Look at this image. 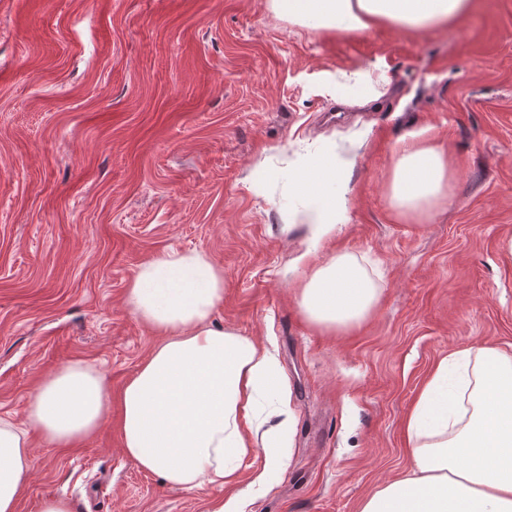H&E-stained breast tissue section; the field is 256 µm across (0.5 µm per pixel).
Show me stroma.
I'll list each match as a JSON object with an SVG mask.
<instances>
[{"label":"stroma","instance_id":"1","mask_svg":"<svg viewBox=\"0 0 512 512\" xmlns=\"http://www.w3.org/2000/svg\"><path fill=\"white\" fill-rule=\"evenodd\" d=\"M272 0H0V418L62 365L97 366L113 395L158 338L126 303L143 264L197 251L224 270L213 322L272 350L294 447L234 486H169L122 450L118 423L57 448L30 433L17 512H360L407 471L405 420L436 363L477 345L512 354V0L452 29L306 28ZM380 66L377 100L327 80ZM411 133L438 137L455 175L426 218H399L387 180ZM357 149L355 255L380 299L359 325L312 327L296 301L306 240L288 172ZM270 174L261 191L248 176Z\"/></svg>","mask_w":512,"mask_h":512}]
</instances>
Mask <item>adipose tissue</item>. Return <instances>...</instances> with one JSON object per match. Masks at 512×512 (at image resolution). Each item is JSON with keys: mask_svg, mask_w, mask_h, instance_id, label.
Here are the masks:
<instances>
[{"mask_svg": "<svg viewBox=\"0 0 512 512\" xmlns=\"http://www.w3.org/2000/svg\"><path fill=\"white\" fill-rule=\"evenodd\" d=\"M307 28L365 32L453 28L480 0H274ZM351 152L327 145L288 177L294 217L307 231L296 260L298 307L313 326L353 327L379 301L358 259L327 251L349 220ZM452 172L436 141L403 138L389 190L403 217L428 215L446 198ZM133 313L159 342L113 396L94 366L68 364L41 380L21 429L0 418V512H16L31 468L29 431L58 447L84 442L118 416L123 450L142 470L180 488L233 484L242 461L263 456L270 477L292 441L294 412L274 354L253 339L213 327L224 300V270L208 256L168 250L153 257L127 291ZM273 396L280 422L261 431ZM409 473L366 498L360 512H512V357L479 346L438 361L405 423Z\"/></svg>", "mask_w": 512, "mask_h": 512, "instance_id": "adipose-tissue-1", "label": "adipose tissue"}]
</instances>
